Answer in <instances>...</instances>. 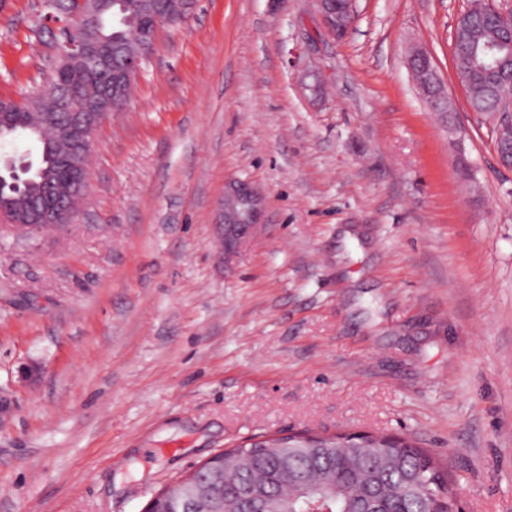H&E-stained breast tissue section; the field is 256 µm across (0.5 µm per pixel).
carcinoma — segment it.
Returning a JSON list of instances; mask_svg holds the SVG:
<instances>
[{
	"label": "carcinoma",
	"mask_w": 512,
	"mask_h": 512,
	"mask_svg": "<svg viewBox=\"0 0 512 512\" xmlns=\"http://www.w3.org/2000/svg\"><path fill=\"white\" fill-rule=\"evenodd\" d=\"M101 7L99 2L83 10L79 0H55L52 5L56 15L68 17L86 38L120 53L127 46V27L112 22L107 10L101 13L104 24L93 28L87 23ZM495 36L489 26L477 28L454 47L455 69L475 112L502 111L487 89L491 77L487 65L479 61L469 71L463 59L481 57L483 44ZM108 78L102 70L69 61L51 78V84L69 95L67 104L37 93L0 115L1 140L23 135L39 145L38 163L22 176L18 187L0 190L1 211L12 216L40 198L79 204L82 193L72 180V152L52 135L46 117L65 121L68 112L95 97ZM217 456L222 465L198 470L195 480L219 487L224 512H444L453 498L437 460L426 449L398 438L293 435L270 442L245 440ZM187 485L177 481L167 488L158 512L189 509L184 496Z\"/></svg>",
	"instance_id": "obj_1"
}]
</instances>
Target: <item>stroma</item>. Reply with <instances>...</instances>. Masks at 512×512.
Returning <instances> with one entry per match:
<instances>
[{"instance_id":"obj_1","label":"stroma","mask_w":512,"mask_h":512,"mask_svg":"<svg viewBox=\"0 0 512 512\" xmlns=\"http://www.w3.org/2000/svg\"><path fill=\"white\" fill-rule=\"evenodd\" d=\"M470 0H197L100 128L75 224L0 222V512H143L242 438H406L459 512H512V168L451 38ZM44 0L0 10V98L47 85ZM427 51L456 114L414 87ZM262 222L218 248L225 187ZM330 0H318L319 9L324 19L328 31L335 37H343L351 24L352 12L351 1H349V8L346 13L337 12L332 10L328 5Z\"/></svg>"}]
</instances>
